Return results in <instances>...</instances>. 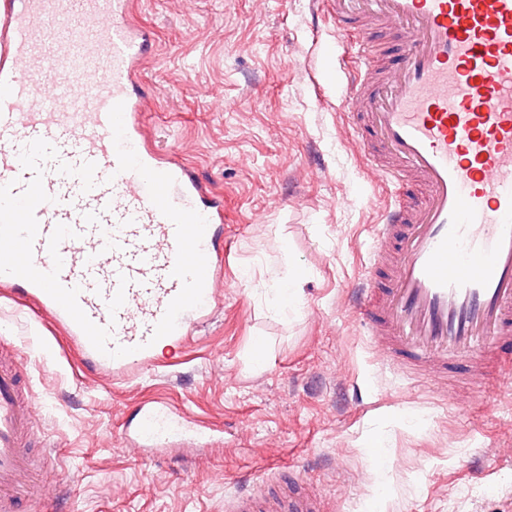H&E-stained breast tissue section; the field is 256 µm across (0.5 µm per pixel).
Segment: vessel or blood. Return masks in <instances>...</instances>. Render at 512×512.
<instances>
[{
  "label": "vessel or blood",
  "mask_w": 512,
  "mask_h": 512,
  "mask_svg": "<svg viewBox=\"0 0 512 512\" xmlns=\"http://www.w3.org/2000/svg\"><path fill=\"white\" fill-rule=\"evenodd\" d=\"M337 21L351 18L387 31L397 51L376 68L365 42L336 36L339 60L357 58L345 75L350 118L366 136L357 155L383 187L412 178L421 192L395 198L373 230L371 273L349 290L385 368L430 386L448 369L473 371L495 360L512 379V0H327ZM132 0H0V186L22 192L31 180L19 160L36 139L53 145L44 163L48 202L37 206L33 264L50 271L55 227L75 237L59 245V281L79 290L88 318L111 332L98 352L70 315L42 288L11 274L16 290L52 314L82 368L119 378L153 364L159 346L181 345L191 323L208 321L223 276L215 259L224 207L176 158L163 157L143 128L145 99L135 90L152 33L132 18ZM123 104L126 144L149 168L170 174L174 205L207 220L203 298L176 329L150 339L182 282L172 274L176 229L151 202L139 174L120 171L109 112ZM96 165L95 185L58 172V162ZM23 368L0 363V512H19L20 493L36 466L33 400ZM161 400L145 402L123 435L133 448H203L220 435ZM225 512H321L318 499L291 495L259 504L241 492Z\"/></svg>",
  "instance_id": "b4317fda"
}]
</instances>
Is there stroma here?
Segmentation results:
<instances>
[{"mask_svg": "<svg viewBox=\"0 0 512 512\" xmlns=\"http://www.w3.org/2000/svg\"><path fill=\"white\" fill-rule=\"evenodd\" d=\"M133 18L155 33L145 135L223 199L224 281L176 364L119 384L86 377L34 301L0 295V350L23 367L51 489L26 512H225L249 478L292 467L330 512H512V384L489 373L476 402L450 372L455 405L381 378L347 304L392 196L354 160L335 23L309 0H134ZM291 279L298 299L278 311L271 290ZM153 396L223 442L134 454L123 425Z\"/></svg>", "mask_w": 512, "mask_h": 512, "instance_id": "obj_1", "label": "stroma"}]
</instances>
